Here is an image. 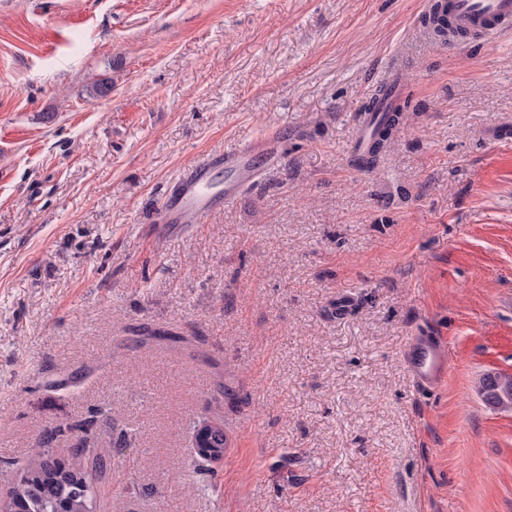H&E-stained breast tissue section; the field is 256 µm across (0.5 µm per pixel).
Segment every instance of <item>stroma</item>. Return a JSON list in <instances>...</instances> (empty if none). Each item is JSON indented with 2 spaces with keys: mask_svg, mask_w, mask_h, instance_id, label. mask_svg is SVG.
Returning <instances> with one entry per match:
<instances>
[{
  "mask_svg": "<svg viewBox=\"0 0 512 512\" xmlns=\"http://www.w3.org/2000/svg\"><path fill=\"white\" fill-rule=\"evenodd\" d=\"M428 2L0 0V502L44 441L95 512H512L476 389L512 373V32L441 43ZM396 54L413 119L367 171ZM272 131L278 167L164 226L184 170ZM405 363L414 385L431 389L448 374V346L439 336H410Z\"/></svg>",
  "mask_w": 512,
  "mask_h": 512,
  "instance_id": "1",
  "label": "stroma"
}]
</instances>
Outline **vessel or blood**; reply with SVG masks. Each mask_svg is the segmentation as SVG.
Instances as JSON below:
<instances>
[{
	"mask_svg": "<svg viewBox=\"0 0 512 512\" xmlns=\"http://www.w3.org/2000/svg\"><path fill=\"white\" fill-rule=\"evenodd\" d=\"M454 30L484 37L512 30V0H441ZM277 135L252 149L205 154L176 180L162 208L171 224H200L216 206L235 199L240 187L255 182L280 156ZM226 172L230 183L216 178ZM405 363L415 386L430 389L448 374V346L437 336L410 337Z\"/></svg>",
	"mask_w": 512,
	"mask_h": 512,
	"instance_id": "obj_1",
	"label": "vessel or blood"
}]
</instances>
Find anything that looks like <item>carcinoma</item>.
Wrapping results in <instances>:
<instances>
[{
	"instance_id": "carcinoma-1",
	"label": "carcinoma",
	"mask_w": 512,
	"mask_h": 512,
	"mask_svg": "<svg viewBox=\"0 0 512 512\" xmlns=\"http://www.w3.org/2000/svg\"><path fill=\"white\" fill-rule=\"evenodd\" d=\"M424 26L436 39L447 42L448 24L440 17L439 4L430 5L423 17ZM372 133L355 162L363 168L375 165L379 154L389 146L394 134L408 121L404 107L391 104L387 116L378 118L377 101L363 106ZM483 401L493 409H512V374L489 372L478 383ZM95 494L82 464L65 463L50 456L43 448L33 450L12 487L9 503L19 502L24 512H93Z\"/></svg>"
}]
</instances>
